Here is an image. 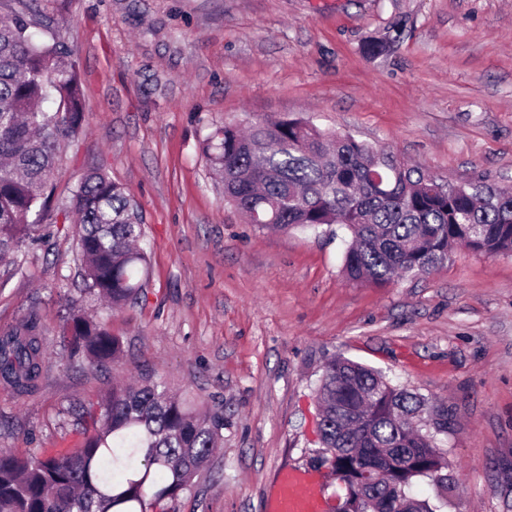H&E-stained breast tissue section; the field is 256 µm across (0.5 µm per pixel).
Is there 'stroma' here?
Returning <instances> with one entry per match:
<instances>
[{
    "mask_svg": "<svg viewBox=\"0 0 512 512\" xmlns=\"http://www.w3.org/2000/svg\"><path fill=\"white\" fill-rule=\"evenodd\" d=\"M37 39L71 52L82 133L64 140L44 235L0 266V330L38 312V389L0 386V450L66 440L62 409L142 372L224 416V446L175 512H265L275 472L317 470L314 392L343 356L426 400L448 486L443 512H512V257L460 247L385 288L342 274L339 225L272 231L224 199L202 153L227 121L302 117L390 146L436 177L512 186V0H37ZM390 40L380 56L373 40ZM94 171L138 206L148 277L138 303L86 291L69 212ZM122 343L107 367L61 343L66 300Z\"/></svg>",
    "mask_w": 512,
    "mask_h": 512,
    "instance_id": "1",
    "label": "stroma"
}]
</instances>
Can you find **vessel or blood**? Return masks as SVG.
Wrapping results in <instances>:
<instances>
[{"mask_svg": "<svg viewBox=\"0 0 512 512\" xmlns=\"http://www.w3.org/2000/svg\"><path fill=\"white\" fill-rule=\"evenodd\" d=\"M266 512H328L319 476L311 470H279Z\"/></svg>", "mask_w": 512, "mask_h": 512, "instance_id": "1", "label": "vessel or blood"}]
</instances>
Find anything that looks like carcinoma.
Segmentation results:
<instances>
[{"label":"carcinoma","instance_id":"1","mask_svg":"<svg viewBox=\"0 0 512 512\" xmlns=\"http://www.w3.org/2000/svg\"><path fill=\"white\" fill-rule=\"evenodd\" d=\"M0 19V264L35 239L46 188L63 139L82 130L83 93L65 48L37 43V14L27 0ZM56 97L59 111L40 105ZM203 154L224 199L251 224L281 230L339 224L351 233L343 273L356 284L386 286L427 275L461 244L488 256H512V191L478 175L442 182L385 146L321 129L303 119L266 118L249 130L216 128ZM88 292L114 308L141 298L147 272L137 206L106 174L91 173L71 199ZM72 353L100 365L121 353L104 321L70 300L62 327ZM49 360L44 326L33 311L0 332V383L19 395L34 389ZM321 457L347 448L334 465L348 482L397 450L414 466L393 474L355 512H403L417 501L415 481L442 484L445 459L418 425L424 398L397 388L349 359L330 361L316 389ZM83 440L63 453L22 458L0 452V512H175L174 503L224 442V416L202 413L161 382L117 384L67 410Z\"/></svg>","mask_w":512,"mask_h":512}]
</instances>
